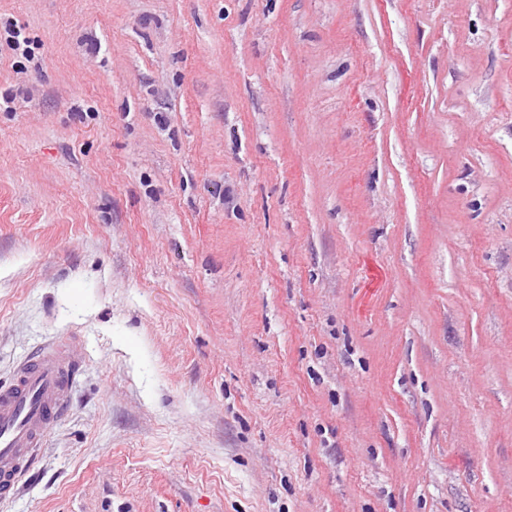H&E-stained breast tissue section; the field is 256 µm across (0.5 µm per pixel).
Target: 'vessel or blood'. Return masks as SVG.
<instances>
[{"mask_svg":"<svg viewBox=\"0 0 512 512\" xmlns=\"http://www.w3.org/2000/svg\"><path fill=\"white\" fill-rule=\"evenodd\" d=\"M81 363L79 341L61 336L0 384V501L11 499L60 421Z\"/></svg>","mask_w":512,"mask_h":512,"instance_id":"obj_1","label":"vessel or blood"}]
</instances>
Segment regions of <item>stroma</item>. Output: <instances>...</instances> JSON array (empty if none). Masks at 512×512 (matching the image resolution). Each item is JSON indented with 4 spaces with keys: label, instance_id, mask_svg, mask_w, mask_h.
<instances>
[{
    "label": "stroma",
    "instance_id": "stroma-1",
    "mask_svg": "<svg viewBox=\"0 0 512 512\" xmlns=\"http://www.w3.org/2000/svg\"><path fill=\"white\" fill-rule=\"evenodd\" d=\"M6 94L0 512H512V0H0ZM80 341L59 336L0 384V501L12 498L61 420L82 363Z\"/></svg>",
    "mask_w": 512,
    "mask_h": 512
}]
</instances>
